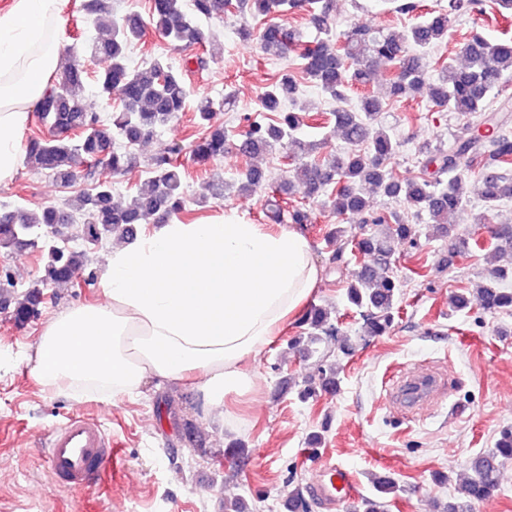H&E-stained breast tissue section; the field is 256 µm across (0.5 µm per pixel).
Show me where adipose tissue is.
Masks as SVG:
<instances>
[{"instance_id":"obj_1","label":"adipose tissue","mask_w":512,"mask_h":512,"mask_svg":"<svg viewBox=\"0 0 512 512\" xmlns=\"http://www.w3.org/2000/svg\"><path fill=\"white\" fill-rule=\"evenodd\" d=\"M64 0H9L0 8V185L24 159L30 111L60 63ZM321 278L306 236L235 216L175 219L105 255L102 298L54 315L27 363L51 393L108 400L139 395L147 376L192 381L204 416L226 426L229 400L253 394L243 364L308 303Z\"/></svg>"}]
</instances>
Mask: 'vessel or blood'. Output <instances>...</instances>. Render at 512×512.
I'll list each match as a JSON object with an SVG mask.
<instances>
[{
  "instance_id": "vessel-or-blood-1",
  "label": "vessel or blood",
  "mask_w": 512,
  "mask_h": 512,
  "mask_svg": "<svg viewBox=\"0 0 512 512\" xmlns=\"http://www.w3.org/2000/svg\"><path fill=\"white\" fill-rule=\"evenodd\" d=\"M405 382L420 385L417 401L421 404L435 399L440 390L438 378L429 373L408 376ZM46 448L53 477L76 490L94 485L112 456V441L104 430L79 414L71 416L48 437ZM317 488L324 499H346L353 492L354 479L348 470L332 463L325 468Z\"/></svg>"
}]
</instances>
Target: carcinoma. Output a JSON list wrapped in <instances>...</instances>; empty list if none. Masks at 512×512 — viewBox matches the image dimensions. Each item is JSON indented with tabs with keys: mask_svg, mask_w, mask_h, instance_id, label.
<instances>
[{
	"mask_svg": "<svg viewBox=\"0 0 512 512\" xmlns=\"http://www.w3.org/2000/svg\"><path fill=\"white\" fill-rule=\"evenodd\" d=\"M184 2L150 0L146 22L138 13H114L111 0H86L83 9L93 16L105 37L69 47L70 63L36 104L44 132L28 140L26 152L36 169L64 185L74 182L82 171L92 182L61 206H44L37 211L0 209V252L39 244L45 258L41 283L65 282L87 261L89 251L112 234L132 238L141 225L169 219L185 210L184 175L171 158L176 148L166 146L151 158L147 178L131 201L125 205L114 202L112 179L140 166L135 146L157 135L158 129L185 110L191 97L184 75L168 57L158 55L133 67L129 50L143 39L150 24L175 47L209 45L208 55L196 57L198 67L203 68L208 58L221 53V48L208 43L194 17L221 19L224 13L235 10L263 20V27L257 30L247 25L239 28L240 38L257 37L263 53L272 58L299 52L308 80L334 104L330 115L352 149L306 161L315 148L299 136L306 125L308 108L300 101V84L284 70L261 95L259 109L241 117L244 129L236 138L217 121V113L224 111L229 98H197L194 112L198 131L192 153L198 163L206 164L224 156L229 145L246 158L286 148L288 158L298 165L297 180L288 182V193L298 191L309 201L327 193L336 218L375 226L376 230L356 242L357 250L371 261L354 272L346 285L345 298L359 311L364 335L386 333L394 321L398 300V285L389 271L393 244L404 240L414 243L419 232L401 223L394 212L370 210L361 188L369 185L387 197L403 200L418 213H427L428 235L447 237L451 255L469 253V239L457 236L454 224L455 215L463 209V176L479 168L485 210L512 201V131L507 117H499L487 108V101L502 81L512 77V42H492L474 32L462 46L466 64L439 63L433 79L426 61L428 51L447 37L453 16L483 12L484 0H448L440 10L425 14L417 0H381L385 9L412 17L407 33L396 35L356 27L341 40L332 35L331 0H191L190 13L184 9ZM287 12L303 13L315 36L309 39L300 29L274 22L276 16ZM91 58H102L107 65L92 71L87 65ZM384 62L396 63L387 87L390 98H413L428 88L433 105L495 126L499 135L492 141L491 150L485 149L468 125L446 144L420 148L425 160L415 179L403 183L393 180L387 164L397 156L399 142L378 123L381 100L364 94L354 107L347 104V93L367 86ZM91 83L101 100L116 101L107 124L85 104ZM98 167L106 169L109 177L94 178ZM265 183V171L251 166L240 174L238 191L251 194ZM76 218L80 219L84 241V249L79 251L58 244L63 229ZM272 219L278 224L312 223L310 210L278 204L272 210ZM497 240L499 257L505 263L475 288L483 309L491 313L512 309V289L503 286L512 278L511 224L500 226ZM39 300L40 290L36 288L15 299L14 323L23 327L36 317ZM301 323L307 326L305 336L294 339L292 345L301 344L313 354L314 345L326 336L339 342L343 353L352 350L350 340L342 337L339 316L333 315L332 309L315 305L305 312ZM511 459L512 427H507L495 448L472 462L471 473L459 483L457 496L444 512H473L477 504L492 498L499 487L500 468ZM373 488L374 494L352 503L350 512H387L389 498L397 491L395 480L379 475Z\"/></svg>",
	"mask_w": 512,
	"mask_h": 512,
	"instance_id": "obj_1",
	"label": "carcinoma"
}]
</instances>
